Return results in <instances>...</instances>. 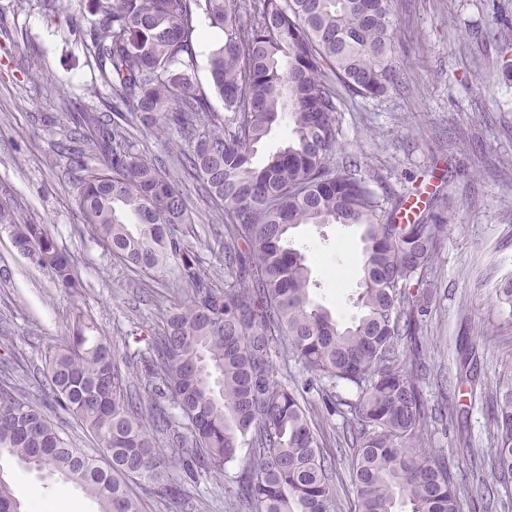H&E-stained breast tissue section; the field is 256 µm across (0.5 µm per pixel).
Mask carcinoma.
<instances>
[{"label": "carcinoma", "mask_w": 512, "mask_h": 512, "mask_svg": "<svg viewBox=\"0 0 512 512\" xmlns=\"http://www.w3.org/2000/svg\"><path fill=\"white\" fill-rule=\"evenodd\" d=\"M87 33L112 113L75 112L59 143L79 172L78 207L93 240L135 272L168 268L175 299L154 327L138 326L120 353L92 336L79 311L67 340L45 353L42 396L97 438L106 464L72 446L42 405L0 382V453L58 474L99 512H141L131 483L174 499L164 452L197 483L238 466L227 493L238 512H329L335 456L313 430L306 395L346 418L354 512H461L464 488L425 448L429 413L419 371L417 319L443 225L396 224L404 199L373 192L357 158L338 159L344 97H377L398 83L391 0H94ZM224 33L210 54L213 109L194 83L204 27ZM512 68V27L494 33ZM288 143L253 164L271 130ZM168 136L183 175L216 210L224 260L212 272L187 245L191 223L165 160L139 149L131 129ZM98 160L91 166L86 155ZM301 224L363 228L359 312L340 323L314 302L306 256L290 246ZM0 225L18 253L72 293L81 283L45 224L20 222L0 199ZM512 312V275L495 288ZM293 359L311 373L288 384ZM140 367L145 382L130 381ZM486 456L496 483H512V388L489 394ZM159 440L157 448L153 440ZM0 512H23L0 475Z\"/></svg>", "instance_id": "carcinoma-1"}]
</instances>
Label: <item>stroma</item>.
Wrapping results in <instances>:
<instances>
[{
    "label": "stroma",
    "instance_id": "stroma-1",
    "mask_svg": "<svg viewBox=\"0 0 512 512\" xmlns=\"http://www.w3.org/2000/svg\"><path fill=\"white\" fill-rule=\"evenodd\" d=\"M392 18L399 82L383 96L346 101L337 114L339 141L372 190L426 193L430 215L444 227L433 264L437 294L418 334L429 364L420 384L429 407L447 411L448 421L432 423L428 440L468 489L462 512H498L499 501L482 496L493 481L489 464L469 454L488 447L490 412L481 398L446 395L436 380L455 378L471 342L482 383L512 382V317L494 294L512 274V71L493 70L496 50L485 38L512 22V0H393ZM97 21L91 0H0V196L12 197L23 219L48 225L83 284L77 295L60 288L0 228V358L13 356L17 383L33 399L45 352L68 336L78 309L92 314L98 335L119 351L134 323L156 322L169 306L161 296L168 270L132 273L93 240L68 161L55 149L74 106L111 109L85 40ZM184 193L192 211L184 239L214 265L223 247L212 232L215 211L195 185ZM291 242L308 258L315 299L350 322L361 280L360 228L304 224L292 230ZM318 423L336 457L331 512H353L349 462L340 451L345 422L335 416ZM0 468L16 494L36 490L53 512H98L61 477L6 457ZM166 475L182 497L162 499L134 485L141 512H228L229 475L196 485L174 462Z\"/></svg>",
    "mask_w": 512,
    "mask_h": 512
}]
</instances>
